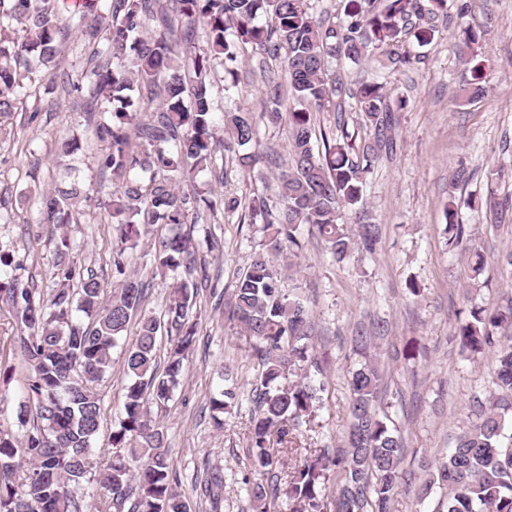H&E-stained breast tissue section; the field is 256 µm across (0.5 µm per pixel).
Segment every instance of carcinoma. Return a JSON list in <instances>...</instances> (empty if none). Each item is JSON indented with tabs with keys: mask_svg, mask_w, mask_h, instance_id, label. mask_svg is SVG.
Returning <instances> with one entry per match:
<instances>
[{
	"mask_svg": "<svg viewBox=\"0 0 512 512\" xmlns=\"http://www.w3.org/2000/svg\"><path fill=\"white\" fill-rule=\"evenodd\" d=\"M343 18L316 15L313 0H176L186 21L177 25L171 0H84L78 32L93 40L80 72L60 69L63 34L59 14L67 0H0V116L37 93L32 75L43 72L67 93L85 94L82 111L103 144L99 163L112 174V274L117 287L104 296L101 281L70 251L56 246L55 288L36 296L14 276L0 279V301L13 309L21 335L12 347L23 365L25 396L17 411L24 433L0 430V512H190L174 489L176 471L163 451V427L152 416L172 400L184 360L196 342L194 308L207 287L197 269L194 234L204 233L201 206L215 203L195 186L196 176L216 167L210 65L224 66L237 84L241 57L257 54L280 73L265 76L261 115L288 127V162L270 148L258 149L253 113H224V151L232 167L251 171L275 166L280 203L259 192L247 202L249 225H259L260 248L234 282L224 317L248 344L256 387L249 398L247 457L256 481L245 479L252 512H391L408 453L388 407L381 402L383 371L374 361L349 371V426L343 444L310 447L302 427H315L323 386L310 383L327 361L314 343L304 302L281 288L282 271L301 248L309 227L333 258L356 250L373 254L379 226L361 220L363 190L382 154L393 149V100L385 85L362 81L350 88L330 73L329 63L377 61L406 70L434 38V20L448 13L447 0H354ZM156 30L147 35L150 24ZM206 47L196 50L199 31ZM353 100L362 140L348 124L325 127L318 112H343ZM152 113L141 120V113ZM150 173L144 179L138 172ZM99 198L76 182L44 191L41 223L65 231L82 207ZM449 244L471 246L468 225L458 218L454 195L446 206ZM157 224L172 233L154 239L153 270L173 280L163 314L144 310L147 285L130 271L142 233ZM499 277L512 283V251L496 258ZM78 310L85 319L73 317ZM138 318L136 339L126 333ZM512 300L494 308L470 306L453 339L461 352L487 353L496 394L475 395V420L459 433L448 457L426 465L420 497L440 490L437 512H512ZM388 326L360 327L355 350L371 348ZM170 337L166 366L159 369L157 339ZM121 348L129 379L112 457L103 465L92 452L101 426L99 385L112 373V352ZM238 402L233 388L209 398L213 417ZM301 465L287 471L285 458ZM96 488L88 495L83 484Z\"/></svg>",
	"mask_w": 512,
	"mask_h": 512,
	"instance_id": "obj_1",
	"label": "carcinoma"
}]
</instances>
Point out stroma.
I'll list each match as a JSON object with an SVG mask.
<instances>
[{"mask_svg":"<svg viewBox=\"0 0 512 512\" xmlns=\"http://www.w3.org/2000/svg\"><path fill=\"white\" fill-rule=\"evenodd\" d=\"M467 29L478 41L462 57L458 44ZM423 53L424 63L393 73L370 63H331V70L349 83L376 79L386 83L391 96L408 101L394 115V151L380 159L364 190V207L380 226V240L374 257L356 251L339 262L321 241L306 237L299 267L285 282L303 289L317 346L330 360L326 374L312 376L325 386L315 427L316 437L325 441H340L347 424L346 369L360 359L351 346L356 327L388 324L379 362L387 371L390 413L408 448L405 468L415 477L421 461L448 455L455 434L469 426L472 396H487L492 389L489 358L461 353L452 336L469 303L494 307L512 288L492 263L474 275L466 253L446 247L445 208L448 171L460 165L471 178L458 188V196H482L492 187L498 198L512 200V0H448V14L437 19L435 37ZM477 72L485 94L461 98ZM75 129L82 132L81 150L59 156V142ZM100 153L73 97L50 80H42L39 99L0 117V211L12 216L11 223H0V249L21 260L22 283H34L41 294L54 287L55 234L39 222L38 194L69 176L89 192L111 191L98 165ZM211 188L216 207L206 218L219 246L200 251L210 283L197 300V341L172 400L152 414L164 428L166 451L179 475L175 490L190 512H250L243 484L249 474V418L232 416L218 427L207 405L209 395L223 388L225 370H232L241 395H248L254 381L247 344L224 320V301L237 273L258 251L259 238L245 225L243 210L225 212L223 202L261 191L275 203L278 187L273 170L264 168L231 171ZM459 218L473 225L476 245L491 259L512 249L511 216L494 230L483 213L465 208ZM67 231L81 263L97 272L104 289L115 287L109 211L84 209ZM412 281L419 296L408 291ZM126 384L122 356L113 352L112 375L100 388L102 426L94 443L104 463ZM214 470L224 474L215 505L201 491L206 474Z\"/></svg>","mask_w":512,"mask_h":512,"instance_id":"obj_1","label":"stroma"}]
</instances>
